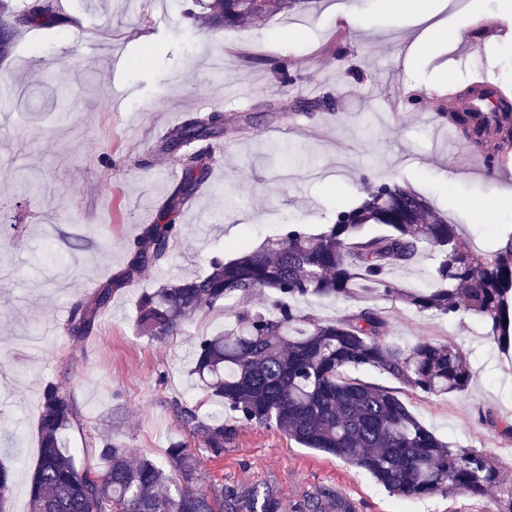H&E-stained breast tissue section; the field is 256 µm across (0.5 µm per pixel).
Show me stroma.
I'll return each instance as SVG.
<instances>
[{
  "label": "stroma",
  "mask_w": 512,
  "mask_h": 512,
  "mask_svg": "<svg viewBox=\"0 0 512 512\" xmlns=\"http://www.w3.org/2000/svg\"><path fill=\"white\" fill-rule=\"evenodd\" d=\"M332 2L207 31L197 0H58L54 26L21 28L0 68V84L11 88L0 111V460L13 472L9 512L29 510L46 382L71 391L82 411L83 432L68 438L78 466L97 467L88 432L111 436L134 460L165 461L179 440L197 447L169 403L213 412L192 373L193 343L231 328L233 317L219 306L157 341L136 327L142 292L205 273L212 258H232L234 245L259 248L291 224L320 233L369 183L409 186L485 252L512 226V208L486 224L462 207L512 195V165L489 181L441 116L476 69L488 84L512 89V0H446L441 18L464 26L463 36L407 67L398 59L414 33L407 19L385 13L380 0H349L364 22L356 29ZM317 97L331 108L292 111L296 99ZM260 104L286 114L227 126L174 154L159 150L188 116ZM202 150L210 173L175 218L181 234L167 260L114 293L91 337L72 340L73 309L124 270L177 187L174 172ZM377 306L392 340L428 336L466 355L467 391L408 403L442 440L491 456L512 487V437L483 421L512 420V361L472 315L448 322L398 301ZM198 469L209 485L273 486L286 507L319 485L335 487L359 512H494L499 496L399 498L366 471L265 424L241 428L223 458L200 456Z\"/></svg>",
  "instance_id": "35a3bbf8"
}]
</instances>
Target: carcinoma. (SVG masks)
<instances>
[{"label": "carcinoma", "instance_id": "carcinoma-1", "mask_svg": "<svg viewBox=\"0 0 512 512\" xmlns=\"http://www.w3.org/2000/svg\"><path fill=\"white\" fill-rule=\"evenodd\" d=\"M309 0H208L206 19L214 28L244 27L295 10ZM57 0L23 17L7 19L0 0V56L15 46L17 27H48ZM494 99L493 111L448 108V124L481 156L490 172L512 151V98L496 87L468 86L461 96ZM224 112L187 119L169 132L164 149L174 152L224 129ZM204 153L185 158L184 176L158 220L133 244L127 267L97 288L69 318L72 338L82 341L112 303V295L169 255L180 227L170 214L180 210L206 179ZM368 224L388 233L365 237ZM438 254L433 279L439 286L406 289L393 278L411 266L424 245ZM273 298L264 311L249 307L259 292ZM307 297L351 301L336 319L305 313L295 302ZM400 300L419 313L451 320L466 312L478 317L506 356L512 354V231L487 254L464 248L457 226L448 223L424 196L399 183L369 186L361 203L336 213L324 232L311 235L292 224L263 247L224 261L213 259L203 275L180 277L144 293L138 302L139 331L165 340L182 324L222 305L237 302L233 327L194 342L193 373L217 405L235 414L203 418L195 407L174 401L182 427L200 437L211 458L239 430L254 423L274 425L305 448L335 456L366 471L390 494L418 498L450 490L483 497L499 484L487 455L452 445L423 425L396 391L362 381L348 372L374 367L400 385L405 395L440 396L464 392L470 371L462 352L448 342L419 337L404 345L388 339L389 321L372 305ZM74 396L57 382L45 384L38 418L39 454L31 475L29 512H283L272 486L196 487L195 449L176 442L167 466L142 457L133 462L122 445L89 437L100 469L79 468L66 436L82 430ZM11 470L0 462V512H6ZM289 512H358L333 486L321 485L293 503Z\"/></svg>", "mask_w": 512, "mask_h": 512}]
</instances>
